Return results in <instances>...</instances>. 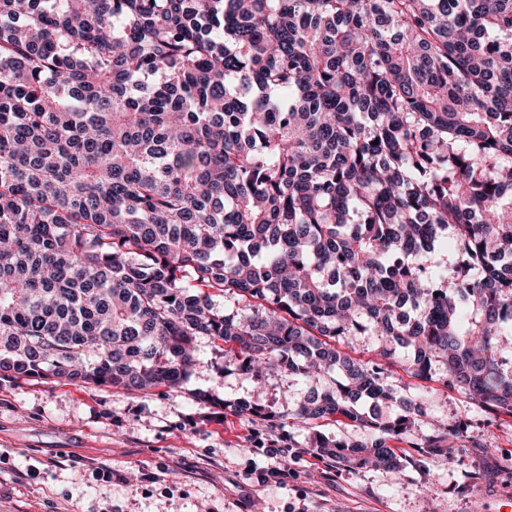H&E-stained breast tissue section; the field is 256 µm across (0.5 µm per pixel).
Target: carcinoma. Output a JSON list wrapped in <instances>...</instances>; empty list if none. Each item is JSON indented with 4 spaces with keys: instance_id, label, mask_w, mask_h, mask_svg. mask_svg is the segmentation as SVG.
Here are the masks:
<instances>
[{
    "instance_id": "1",
    "label": "carcinoma",
    "mask_w": 512,
    "mask_h": 512,
    "mask_svg": "<svg viewBox=\"0 0 512 512\" xmlns=\"http://www.w3.org/2000/svg\"><path fill=\"white\" fill-rule=\"evenodd\" d=\"M368 330L369 361L334 343ZM509 334L512 0H0L1 373L171 388L208 336L336 375L295 416L366 437L311 451L393 467L483 447L397 350L512 416Z\"/></svg>"
}]
</instances>
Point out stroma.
Returning a JSON list of instances; mask_svg holds the SVG:
<instances>
[{
	"label": "stroma",
	"instance_id": "stroma-1",
	"mask_svg": "<svg viewBox=\"0 0 512 512\" xmlns=\"http://www.w3.org/2000/svg\"><path fill=\"white\" fill-rule=\"evenodd\" d=\"M198 363L175 388L146 392L40 377L0 378V512H471L486 491H512V417L485 411L438 382L392 369L428 414L471 423L482 447L427 458L400 444L394 468L343 469L314 455V435L364 438L336 422L289 413L320 382L279 370L225 368L221 344L195 341ZM210 392L258 402L272 418L200 401ZM288 475L260 481L274 468ZM112 478L99 479L100 469Z\"/></svg>",
	"mask_w": 512,
	"mask_h": 512
}]
</instances>
